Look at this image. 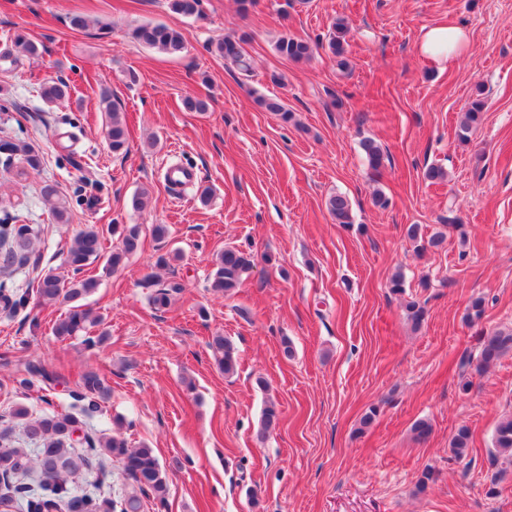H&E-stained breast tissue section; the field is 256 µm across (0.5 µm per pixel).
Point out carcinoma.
<instances>
[{
    "label": "carcinoma",
    "instance_id": "1",
    "mask_svg": "<svg viewBox=\"0 0 512 512\" xmlns=\"http://www.w3.org/2000/svg\"><path fill=\"white\" fill-rule=\"evenodd\" d=\"M169 10L183 17L205 18L203 0H167ZM349 28L344 19L338 18L332 24L327 43L328 50L338 58V65L348 66L346 46ZM130 37L138 44L169 54H178L184 49L181 31L163 23L146 22L132 28ZM317 45L304 39L286 34L275 42L276 51L294 62L306 61L313 55ZM211 53L217 54L235 65L248 68L241 40L232 37L220 38L208 46ZM40 96L51 104H61L70 96L69 84L59 79L41 85ZM105 104L106 135L113 152L128 150L127 130L124 117L119 108L111 101L108 91L101 94ZM259 105L267 112L279 115L284 122L293 120V114L279 98L258 97ZM485 109L483 91L476 90L475 96L462 113L456 136L466 143L473 126L480 123ZM361 148L371 171L377 173L383 166L384 152L373 139L361 142ZM23 164L15 169V163ZM42 159L28 143L22 140L0 139V169L5 172L16 171V175L25 174V169L37 170ZM326 207L337 224H353L351 205L348 198L338 193L328 198ZM142 227L139 224H123L119 228V245L112 251H106L104 239L93 225H87L75 235L63 260L69 279L54 274H45L38 283V296L45 303L69 302L71 307L66 315L59 319L54 333L61 339L77 336L87 330L89 324L101 323V318L92 316L90 309L79 303L95 288L97 280L82 278L85 268L100 260L104 261L103 270L110 274L117 271L131 254L140 247ZM33 228L19 223V215L4 211L0 219V250H5L3 270H8L16 260L26 257L14 246L25 249L32 244ZM407 239L418 253L430 247H437L442 238L435 234L424 237L422 228L412 224L407 229ZM214 274L211 288L216 292L233 293L255 266L252 250L240 246H226L214 260ZM182 284L172 281L157 288L152 295V304L158 310L170 305L171 296L181 291ZM0 303L6 312H15L27 303L26 295L8 289L7 281L0 282ZM408 317L418 330L426 318V309L415 299L406 303ZM485 301L482 297L470 300L465 319L476 323L483 319ZM211 346L221 353L219 368L224 375L231 376L237 370V356L233 343L222 335L212 337ZM512 352V329H498L488 333L480 341L477 356V370L485 371ZM109 393V387L100 374L94 370L83 373L79 383V398L83 402V413L90 415L101 409ZM13 418L22 422V429L30 448L14 445V427H0V505L5 508L18 506L22 512H142L141 497L151 499L156 506L165 507L168 486L165 472L154 450L146 445L134 447L120 429L123 420L115 421L118 432L111 436L92 437L84 435L86 447L75 446L72 435L81 429L83 422L77 416L67 413L44 410L37 416L29 414L24 407L13 412ZM279 421V413L272 403L266 405L260 419V433L272 429ZM471 433L468 427L461 426L451 441V453L454 459L464 460L468 455ZM494 452L490 464L497 466L512 465V417L502 419L496 426L493 436ZM115 460L126 479L138 488L139 494H131L113 499L101 494L78 493L69 485L70 478L82 470H89L93 460L100 455ZM38 474L36 486L24 482L31 474Z\"/></svg>",
    "mask_w": 512,
    "mask_h": 512
}]
</instances>
